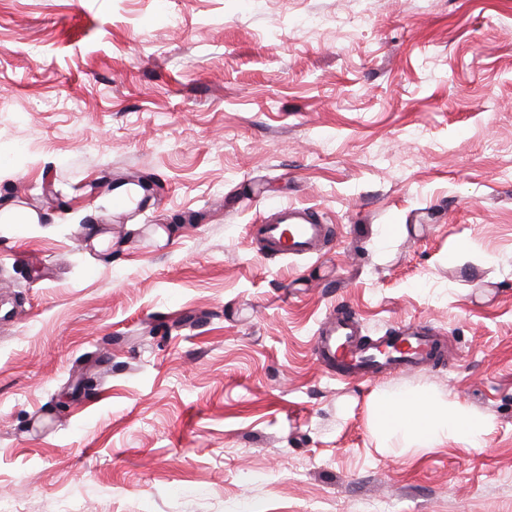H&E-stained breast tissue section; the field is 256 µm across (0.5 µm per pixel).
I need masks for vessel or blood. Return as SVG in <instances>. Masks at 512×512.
<instances>
[{"mask_svg": "<svg viewBox=\"0 0 512 512\" xmlns=\"http://www.w3.org/2000/svg\"><path fill=\"white\" fill-rule=\"evenodd\" d=\"M278 214V223L264 227V236L276 254H305L327 233L326 226L314 223L306 210L282 206ZM443 352L444 346L436 336L415 330L398 337L381 336L371 345H364L357 338L355 317L349 312L332 320L318 338L321 362L332 370L347 367L352 376L370 373L376 367H415Z\"/></svg>", "mask_w": 512, "mask_h": 512, "instance_id": "vessel-or-blood-1", "label": "vessel or blood"}]
</instances>
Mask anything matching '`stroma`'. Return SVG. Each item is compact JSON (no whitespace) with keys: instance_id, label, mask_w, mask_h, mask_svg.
Returning <instances> with one entry per match:
<instances>
[{"instance_id":"35a3bbf8","label":"stroma","mask_w":512,"mask_h":512,"mask_svg":"<svg viewBox=\"0 0 512 512\" xmlns=\"http://www.w3.org/2000/svg\"><path fill=\"white\" fill-rule=\"evenodd\" d=\"M0 210V512H512V0H0ZM339 307L448 355L337 378ZM394 391L490 428L381 448ZM279 222L265 224L264 237L278 255H302L328 232L324 224H315L305 209L280 206Z\"/></svg>"}]
</instances>
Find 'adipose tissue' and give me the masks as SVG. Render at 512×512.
Here are the masks:
<instances>
[{"mask_svg":"<svg viewBox=\"0 0 512 512\" xmlns=\"http://www.w3.org/2000/svg\"><path fill=\"white\" fill-rule=\"evenodd\" d=\"M372 408L382 434L420 445L450 438L476 442L489 427L485 417L456 403L439 404L426 392H383Z\"/></svg>","mask_w":512,"mask_h":512,"instance_id":"obj_1","label":"adipose tissue"}]
</instances>
